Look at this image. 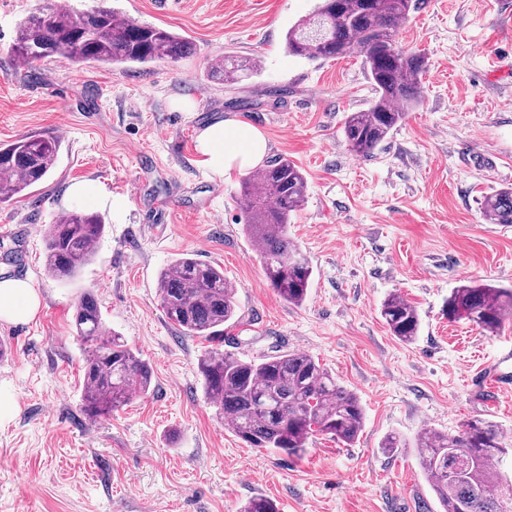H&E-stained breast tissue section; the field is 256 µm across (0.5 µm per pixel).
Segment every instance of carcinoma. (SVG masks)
Returning a JSON list of instances; mask_svg holds the SVG:
<instances>
[{
    "instance_id": "obj_1",
    "label": "carcinoma",
    "mask_w": 512,
    "mask_h": 512,
    "mask_svg": "<svg viewBox=\"0 0 512 512\" xmlns=\"http://www.w3.org/2000/svg\"><path fill=\"white\" fill-rule=\"evenodd\" d=\"M104 2L81 13L59 2L35 9L17 26L13 55L30 64L61 57L118 65L177 62L191 54L184 37L131 20ZM416 2L320 0L315 13L285 35L291 56L362 57L375 97L343 125L346 143L356 155L372 154L420 101L424 56L391 51L399 24ZM257 68L253 59L226 56L215 60L210 71L234 83ZM60 148L61 140L52 135H31L0 146V206L41 183L55 167ZM307 187L303 170L286 157L268 162L244 178L241 187L245 229L259 247L266 280L281 299L296 306L306 300L314 270L288 238V221L304 204ZM481 210L493 224H512V187L484 196ZM104 230L99 214L58 213L44 229L47 275L76 277L95 256ZM157 292L167 319L188 336L213 340L224 324L239 321L236 289L224 271L191 254L176 258L159 273ZM445 313L451 321L467 319L496 332L512 313V288L460 285L448 296ZM381 316L398 340L411 343L418 336L417 307L401 294L385 299ZM73 323L83 346L82 402L88 419L107 418L150 392L151 367L122 336L105 327L94 295L86 293L75 303ZM198 371L217 419L252 448L298 458L318 434L350 446L363 429L357 393L306 353L242 359L212 347L199 359ZM414 448L441 512H512V479L493 467L512 451V439L491 421L470 420L455 435L426 431ZM240 512L279 509L259 497Z\"/></svg>"
}]
</instances>
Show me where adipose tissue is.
Here are the masks:
<instances>
[{
	"mask_svg": "<svg viewBox=\"0 0 512 512\" xmlns=\"http://www.w3.org/2000/svg\"><path fill=\"white\" fill-rule=\"evenodd\" d=\"M197 151L201 163L215 178L260 165L268 151L265 135L258 128L232 119H218L198 135ZM41 309L38 291L26 280H0V321L26 323Z\"/></svg>",
	"mask_w": 512,
	"mask_h": 512,
	"instance_id": "adipose-tissue-1",
	"label": "adipose tissue"
}]
</instances>
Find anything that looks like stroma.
<instances>
[{
    "instance_id": "35a3bbf8",
    "label": "stroma",
    "mask_w": 512,
    "mask_h": 512,
    "mask_svg": "<svg viewBox=\"0 0 512 512\" xmlns=\"http://www.w3.org/2000/svg\"><path fill=\"white\" fill-rule=\"evenodd\" d=\"M47 3L0 0V145L62 140L48 177L0 207V280H30L42 301L31 322L0 323V386L16 402L0 422V512H239L259 496L280 512H438L411 442L479 418L512 432V392L489 411L472 381L512 347V317L489 333L444 312L460 285L512 288V224L489 223L480 205L512 185V0H420L395 40L426 58L421 101L368 156L342 132L375 96L360 58L312 62L284 48L319 0H171L164 15L153 0H110L187 38L192 54L24 64L11 52L17 23ZM227 55L257 59V72L233 85L211 77ZM230 118L264 132L268 159L288 157L307 177L288 224L315 271L302 305L266 281L244 231L242 174L213 179L200 164L199 132ZM71 210L99 213L106 232L79 275L60 281L44 271L43 231ZM185 253L237 289L240 322L225 325L224 351L301 350L357 392L365 419L352 446L321 436L290 458L218 422L198 372L209 343L177 330L157 294L160 270ZM87 291L153 371L149 395L93 424L72 328ZM393 292L418 309L413 342L380 315ZM391 434L406 447L383 451Z\"/></svg>"
}]
</instances>
